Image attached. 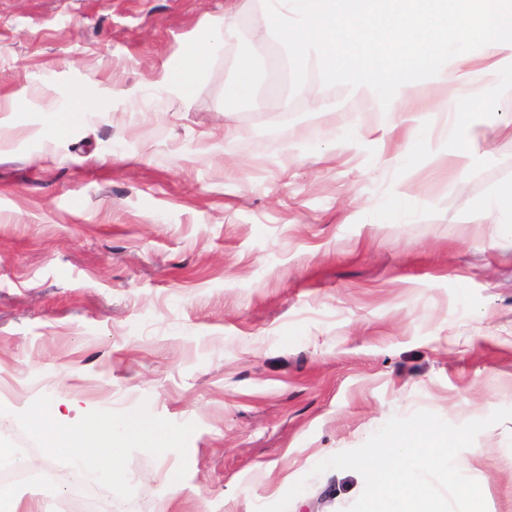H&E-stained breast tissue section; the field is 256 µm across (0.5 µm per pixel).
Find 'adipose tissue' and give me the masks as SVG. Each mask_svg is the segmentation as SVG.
Listing matches in <instances>:
<instances>
[{
	"label": "adipose tissue",
	"instance_id": "ef3b65f1",
	"mask_svg": "<svg viewBox=\"0 0 512 512\" xmlns=\"http://www.w3.org/2000/svg\"><path fill=\"white\" fill-rule=\"evenodd\" d=\"M242 8L260 11L296 70L317 65L325 80L346 85L349 101L369 104L395 128L408 121L406 102L421 73L457 87L419 118L422 127L455 113L472 83L492 100L512 83V0H242ZM237 18L230 11L201 30L188 64L166 71L162 87L190 94L217 43L233 37Z\"/></svg>",
	"mask_w": 512,
	"mask_h": 512
}]
</instances>
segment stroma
Returning <instances> with one entry per match:
<instances>
[{"instance_id": "obj_1", "label": "stroma", "mask_w": 512, "mask_h": 512, "mask_svg": "<svg viewBox=\"0 0 512 512\" xmlns=\"http://www.w3.org/2000/svg\"><path fill=\"white\" fill-rule=\"evenodd\" d=\"M229 5L0 0V437L40 457L16 415L42 395L196 426L186 457L131 455L130 499L85 478L95 512H256L301 479L288 512H347L356 478L319 462L395 416L512 408V87L459 102L487 122L461 174L444 123L406 149L253 14L190 96L162 89ZM244 52L262 83L227 115ZM76 90L98 111L49 134ZM474 445L459 469L512 512V420ZM55 472L61 494L11 488L18 512H75L72 468Z\"/></svg>"}]
</instances>
